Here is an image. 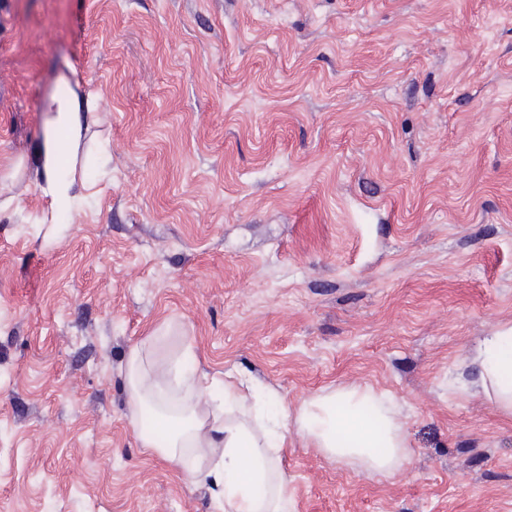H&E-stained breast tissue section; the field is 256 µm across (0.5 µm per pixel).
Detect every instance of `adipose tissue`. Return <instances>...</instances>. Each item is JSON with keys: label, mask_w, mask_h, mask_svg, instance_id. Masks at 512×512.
Masks as SVG:
<instances>
[{"label": "adipose tissue", "mask_w": 512, "mask_h": 512, "mask_svg": "<svg viewBox=\"0 0 512 512\" xmlns=\"http://www.w3.org/2000/svg\"><path fill=\"white\" fill-rule=\"evenodd\" d=\"M46 108L41 192L53 211L62 212L74 197L75 158L83 131L97 119L98 103L74 91L63 74ZM158 340L148 336L127 355L129 421L154 413L164 435H142L143 447L179 467L189 481L212 488L221 512H294L283 466L292 431L327 457L369 472L394 474L408 458L399 412L371 389L320 393L295 412L273 413L265 404L277 401L274 391L258 396L252 383L228 372L223 397L216 400L202 393L203 377L178 372L169 357L155 356ZM466 361L477 368L486 400L512 415V325L480 337Z\"/></svg>", "instance_id": "ef3b65f1"}]
</instances>
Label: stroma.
<instances>
[{
  "instance_id": "obj_1",
  "label": "stroma",
  "mask_w": 512,
  "mask_h": 512,
  "mask_svg": "<svg viewBox=\"0 0 512 512\" xmlns=\"http://www.w3.org/2000/svg\"><path fill=\"white\" fill-rule=\"evenodd\" d=\"M66 72L99 109L49 242ZM163 324L288 409L401 407L391 476L290 439L295 512H512L464 364L512 324V0H0V512H215L128 420Z\"/></svg>"
}]
</instances>
